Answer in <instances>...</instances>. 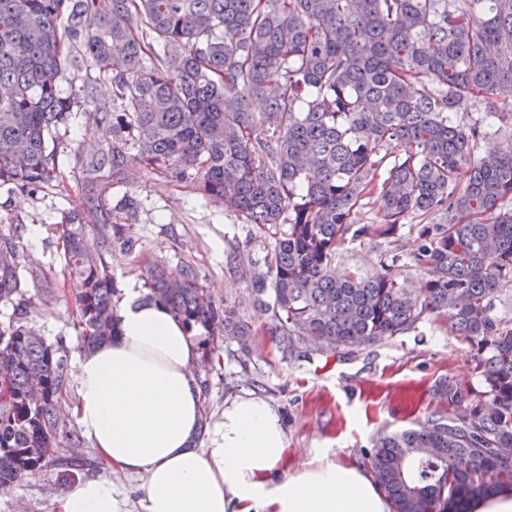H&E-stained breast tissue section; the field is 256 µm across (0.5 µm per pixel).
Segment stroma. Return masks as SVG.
Here are the masks:
<instances>
[{
	"mask_svg": "<svg viewBox=\"0 0 512 512\" xmlns=\"http://www.w3.org/2000/svg\"><path fill=\"white\" fill-rule=\"evenodd\" d=\"M494 99L499 117H489L485 102L474 98L461 100L451 114L454 123L481 129L473 145L477 159L496 148H512V87H502ZM85 110V105L74 106L68 123L57 131L59 170L51 183L32 195L0 189V236L19 234L21 278L20 294L12 302H0V327L8 325L16 303L25 304L27 326L66 357L63 400L77 399L81 353L74 278L62 248L65 226L76 208L86 213V247L108 263L119 295L131 289L147 295L150 267L172 271L189 264L216 304L240 302L239 314L252 329L248 350L222 342L215 360L197 370L207 383V420H220L225 402L239 396L267 401L283 421L292 463L321 455L366 463L380 434L414 427L431 416L447 417V403L434 395L439 381L452 379L483 391L475 350L451 335L444 319L432 315L378 342L313 351L306 357L286 350L271 334L270 312L252 304L248 275L250 267L264 268L286 225L259 231L205 196L193 180L134 162L129 165L136 176L131 183L89 174L88 163L106 145ZM127 196L138 203L132 217L118 207ZM125 237L132 239V249H123ZM416 237L417 227L409 219L393 238L346 242L336 255V268L366 274L389 262L398 279L420 282L423 274L412 261ZM60 417L69 438L40 471L0 492V512H54L56 501L84 477L111 481L125 512H143L138 479L106 469L74 417L65 410Z\"/></svg>",
	"mask_w": 512,
	"mask_h": 512,
	"instance_id": "stroma-1",
	"label": "stroma"
}]
</instances>
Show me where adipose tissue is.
<instances>
[{
    "label": "adipose tissue",
    "instance_id": "ef3b65f1",
    "mask_svg": "<svg viewBox=\"0 0 512 512\" xmlns=\"http://www.w3.org/2000/svg\"><path fill=\"white\" fill-rule=\"evenodd\" d=\"M117 333L78 362L70 407L106 467L140 476L144 512H391L362 464L288 467V439L265 401L239 397L202 427L191 370L199 347L161 303L122 299ZM56 512H123L110 482L75 483Z\"/></svg>",
    "mask_w": 512,
    "mask_h": 512
}]
</instances>
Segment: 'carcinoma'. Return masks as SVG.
<instances>
[{
	"mask_svg": "<svg viewBox=\"0 0 512 512\" xmlns=\"http://www.w3.org/2000/svg\"><path fill=\"white\" fill-rule=\"evenodd\" d=\"M89 61L112 81L61 97L62 65ZM512 84V0H0V186L33 191L58 170L50 140L78 100L107 141L95 167L127 182L126 150L190 178L260 229L288 225L252 303L272 312L288 348L333 350L393 337L427 315L476 348L485 390L445 379L448 419L379 436L370 471L393 512H466L469 499L512 486V328L492 298L512 284V150L475 160L480 132L449 117L465 97ZM262 99L265 109L252 110ZM375 194L379 221L361 224ZM418 225L421 288L387 265L336 274L349 239L393 238ZM64 256L74 270L83 346L116 333L112 274L85 259L80 211ZM16 242L0 238V301L20 291ZM148 299L189 329L246 350L249 324L219 306L196 270L149 271ZM0 328V484L43 466L65 425L55 412L66 363L23 325Z\"/></svg>",
	"mask_w": 512,
	"mask_h": 512,
	"instance_id": "carcinoma-1",
	"label": "carcinoma"
}]
</instances>
